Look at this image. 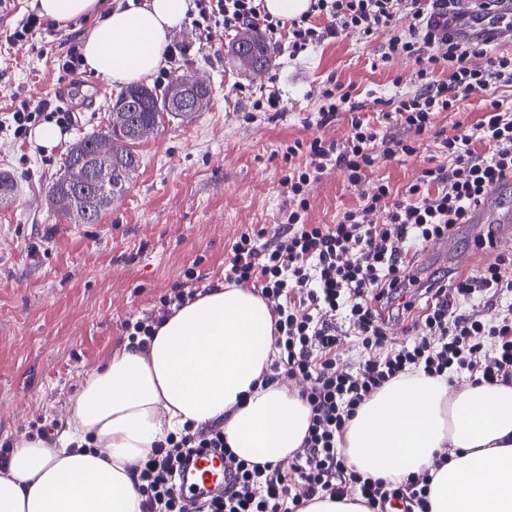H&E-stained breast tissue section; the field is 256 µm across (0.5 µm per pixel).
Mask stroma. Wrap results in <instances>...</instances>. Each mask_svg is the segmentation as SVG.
<instances>
[{
    "mask_svg": "<svg viewBox=\"0 0 512 512\" xmlns=\"http://www.w3.org/2000/svg\"><path fill=\"white\" fill-rule=\"evenodd\" d=\"M32 0H7L0 8V123L21 104L68 91L65 107L77 115L52 151L34 138L19 141L0 126V173L15 191L0 203V443L31 437L38 427L65 423L85 375L123 344L128 319L162 312L160 299L195 267L199 291L224 281L232 243L247 230L273 237L290 206L280 185L282 150L316 136L344 141L349 113L321 125L319 92L328 76L354 87L365 116L380 133L395 129L388 100L409 89L416 66L393 58L375 64L387 32L373 39L348 34L289 58L273 54L262 75L243 74L229 56L235 32L216 28L211 40L186 20L172 36L186 45L179 73L210 80L212 101L192 122L166 121L136 144L140 166L126 193L94 224H74L49 206V188L62 174L71 146L107 126L118 90L88 70L68 75L55 57L63 44L82 42L89 27L44 24L13 44L15 28ZM278 90L284 110L258 112L255 98ZM436 136L420 140L412 156L380 161L355 185L330 167L313 184L310 224H333L378 181L394 196L428 167L447 161Z\"/></svg>",
    "mask_w": 512,
    "mask_h": 512,
    "instance_id": "stroma-1",
    "label": "stroma"
}]
</instances>
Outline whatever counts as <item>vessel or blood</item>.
<instances>
[{"label":"vessel or blood","instance_id":"1","mask_svg":"<svg viewBox=\"0 0 512 512\" xmlns=\"http://www.w3.org/2000/svg\"><path fill=\"white\" fill-rule=\"evenodd\" d=\"M439 23L449 33L462 35L472 31L482 37L499 40L505 25V14L498 0H451L446 17ZM471 223L480 225L477 240L483 241V252H457L452 268L457 273L466 272L475 261L486 260L505 241H512V205L506 200L503 186L491 188L482 203L473 211ZM230 474L224 468L220 455H203L196 458L184 471L179 481V491L186 503L187 512H196L201 500L210 494L223 491Z\"/></svg>","mask_w":512,"mask_h":512}]
</instances>
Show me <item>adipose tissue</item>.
Returning a JSON list of instances; mask_svg holds the SVG:
<instances>
[{"label": "adipose tissue", "instance_id": "ef3b65f1", "mask_svg": "<svg viewBox=\"0 0 512 512\" xmlns=\"http://www.w3.org/2000/svg\"><path fill=\"white\" fill-rule=\"evenodd\" d=\"M58 27L93 18L84 64L122 88L151 81L191 0H33ZM275 316L256 291L225 285L173 311L146 347L123 343L85 376L54 440L18 442L0 463V512H142L135 468L186 424L224 421V441L251 464L288 461L311 408L265 376ZM346 460L375 478L429 474V512H512V384L452 387L421 372L365 401L342 437ZM448 463H441V456Z\"/></svg>", "mask_w": 512, "mask_h": 512}]
</instances>
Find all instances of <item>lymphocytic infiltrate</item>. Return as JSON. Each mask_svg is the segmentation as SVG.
Here are the masks:
<instances>
[{"label":"lymphocytic infiltrate","mask_w":512,"mask_h":512,"mask_svg":"<svg viewBox=\"0 0 512 512\" xmlns=\"http://www.w3.org/2000/svg\"><path fill=\"white\" fill-rule=\"evenodd\" d=\"M195 2L204 36L218 25L228 32L252 26L274 44H287L289 56L296 57L342 34L371 38L385 29L381 61L403 55L418 70L413 88L394 98L399 136L379 134L361 116L353 86L328 78L320 95L321 122L351 113L350 137L342 144L319 137L288 144L280 184L293 208L271 243L258 245V233L245 232L231 247L225 281L259 288L276 317L278 357L271 380L285 372L304 383L301 396L312 414L303 447L289 467H253L226 451L220 423L186 427L138 465L142 512H183L178 473L196 451L208 448L223 452L235 480L199 512H297L321 493L361 496L372 512H388L396 502L404 512H427L429 475L402 482L365 475L348 466L340 438L364 401L406 374L444 377L465 369L488 382H512V304L503 302L512 295V259L451 280L437 275L424 283L413 273L414 250L450 236L492 187L512 180V111L491 95L512 87V51L475 34L453 38L440 30L431 17L446 10L448 0H311L306 13L288 20L265 13L263 0ZM404 11L410 24L394 27ZM438 64L445 77L436 76ZM479 90L489 94L481 119L444 139L447 162L425 169L404 199L391 201L389 186L381 184L362 208L344 212L336 223H305L311 187L328 167L362 182L377 161L415 154L437 116L456 111ZM48 114L65 127L75 121L74 113L45 99L10 113L14 138L25 137ZM301 155L307 158L302 165ZM379 211L386 217L377 224L370 216ZM404 317L411 320L412 338L397 346L386 330L392 319ZM343 319L367 352L354 368L336 358Z\"/></svg>","instance_id":"1"}]
</instances>
